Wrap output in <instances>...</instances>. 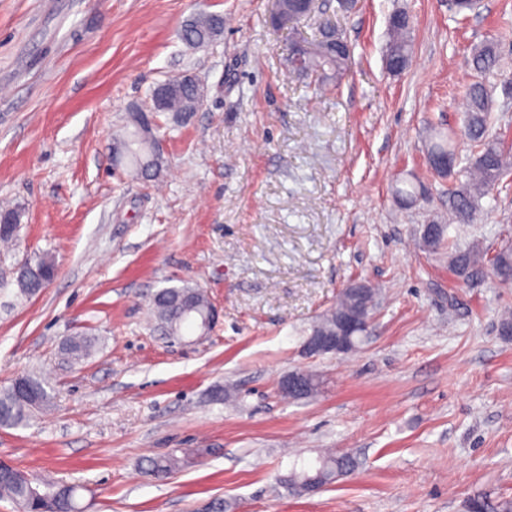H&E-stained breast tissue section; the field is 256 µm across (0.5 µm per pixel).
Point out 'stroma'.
<instances>
[{"label":"stroma","instance_id":"1","mask_svg":"<svg viewBox=\"0 0 512 512\" xmlns=\"http://www.w3.org/2000/svg\"><path fill=\"white\" fill-rule=\"evenodd\" d=\"M412 17L413 55L384 66L387 20ZM275 0H0V205L23 209L0 246V389L36 375L51 405L0 427V460L77 485L84 512H466L512 498V288L465 282L420 227L449 224L493 255L512 242V169L475 224L449 221L447 179L426 163L429 125L462 124L471 54L499 38L486 80L491 130L512 145V0L467 16L448 0H315L274 26ZM224 16L190 49L185 22ZM330 20L353 49L339 90L288 70L290 47ZM175 74L206 87L195 112H164L157 179L128 174L112 141ZM423 182L404 205L394 188ZM53 283L20 295L25 259ZM352 279L379 289L364 341L310 358L305 330ZM192 281L219 310L209 336H165L147 297ZM85 336L91 355L67 358ZM315 374L302 399L283 376ZM354 472L315 494L286 479L325 451ZM189 452L156 479L146 459ZM56 274L54 260L48 256L28 259L19 265L16 271V284L20 293L34 296L42 291L47 277Z\"/></svg>","mask_w":512,"mask_h":512}]
</instances>
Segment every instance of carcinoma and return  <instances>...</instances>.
Returning <instances> with one entry per match:
<instances>
[{
	"label": "carcinoma",
	"mask_w": 512,
	"mask_h": 512,
	"mask_svg": "<svg viewBox=\"0 0 512 512\" xmlns=\"http://www.w3.org/2000/svg\"><path fill=\"white\" fill-rule=\"evenodd\" d=\"M224 31L221 16L200 13L189 19L181 29V39L187 44H211L217 41ZM412 19L403 11L393 13L388 21V42L384 60L390 73L404 71L412 54ZM351 58V47L337 34L328 20L319 23V36L311 41L296 44L289 58L290 71L297 75L315 74L325 90L338 86L345 74ZM500 62L499 43L488 41L477 47L472 55L473 69L489 75L498 69ZM170 93L164 102L165 112H189L196 105L198 93L190 77L172 78L164 83ZM141 115H129L128 126L116 142L129 145L130 170L141 176H155L162 167V160L153 156L145 140H137L135 128L140 126ZM490 112H488V90L481 82L472 84L467 92V107L464 112L463 136L474 149L473 158L462 168L465 180H457L448 187V208L458 224H473L477 219L480 200L491 195L501 177L512 167V155L506 153L497 139L490 136ZM448 154V170L430 171L446 177L454 174L460 163L456 151L455 135L436 127L431 128V143L428 158L438 154ZM0 242L13 241L19 232L22 210L1 208ZM450 226L442 225L433 248L448 246L449 263L456 275L469 281L483 273L484 252L478 246L460 247L456 240L447 236ZM492 274L504 284H512V243L501 245L499 259L491 266ZM56 273V265L48 256L28 259L16 271V284L20 293L34 296L42 291L48 277ZM352 304L345 290H340L336 303L323 315L322 327L331 328L329 318L343 312ZM152 311L160 328L173 336L194 333L195 323L203 321L211 309V301L205 290L189 281L180 286L162 288L151 299ZM91 340L86 337H72L65 344L66 354L79 360L89 354ZM51 403V395L41 379L23 375L20 381L0 390V426H19L30 412L44 408ZM186 459L174 454L158 456L148 460L145 471L155 478H163L179 470ZM355 461L346 455L321 458L318 464L299 472L292 471L288 476V486L299 493L306 492L310 482L325 486L336 481L341 471H350ZM78 486L54 480L38 481L29 475H20L15 469L0 475V497H6L22 504L27 512H78L76 501Z\"/></svg>",
	"instance_id": "cac0c4a2"
}]
</instances>
